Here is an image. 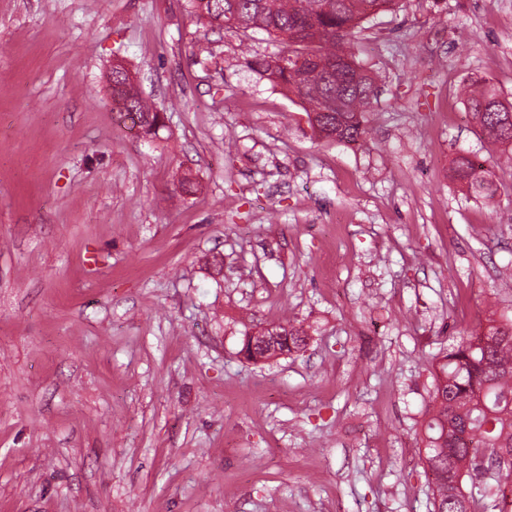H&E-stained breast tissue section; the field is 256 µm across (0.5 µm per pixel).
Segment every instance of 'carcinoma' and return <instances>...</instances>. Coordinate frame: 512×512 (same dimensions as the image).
<instances>
[{"instance_id": "carcinoma-1", "label": "carcinoma", "mask_w": 512, "mask_h": 512, "mask_svg": "<svg viewBox=\"0 0 512 512\" xmlns=\"http://www.w3.org/2000/svg\"><path fill=\"white\" fill-rule=\"evenodd\" d=\"M197 21L244 32L261 30L285 37L274 57L255 58L250 67L292 93L310 126L327 140L365 139L366 109L372 77L356 64L360 24L369 8H393L395 0H187ZM288 60V66L281 65ZM467 109L488 142L510 153L512 103L485 78L462 87ZM112 101L120 116L138 117L145 132L157 129L160 110L140 96L126 69L112 70ZM454 177L467 191L489 197L493 183L466 156L454 161ZM288 352L306 344L294 326L277 329ZM432 411L424 424V451L434 476L433 512H512L506 495L491 493L488 483L473 480L470 467L479 456L512 457V317L490 311L487 323L460 338L448 350L434 376Z\"/></svg>"}]
</instances>
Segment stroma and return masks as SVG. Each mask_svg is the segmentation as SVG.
I'll return each instance as SVG.
<instances>
[{
    "label": "stroma",
    "mask_w": 512,
    "mask_h": 512,
    "mask_svg": "<svg viewBox=\"0 0 512 512\" xmlns=\"http://www.w3.org/2000/svg\"><path fill=\"white\" fill-rule=\"evenodd\" d=\"M363 27L350 144L248 68L265 32L0 0V512H432L433 364L512 310V166L460 96L479 75L512 102V0ZM116 64L155 134L119 120ZM289 323L301 351L242 355ZM453 171L455 179L476 197H489L496 191L493 183L485 176V172L483 174L466 156L455 158Z\"/></svg>",
    "instance_id": "stroma-1"
}]
</instances>
